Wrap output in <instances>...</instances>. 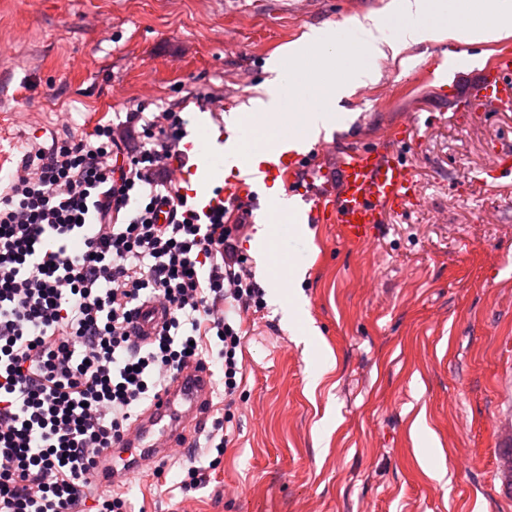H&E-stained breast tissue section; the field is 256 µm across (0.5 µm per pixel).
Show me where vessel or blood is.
<instances>
[{
  "label": "vessel or blood",
  "instance_id": "b4317fda",
  "mask_svg": "<svg viewBox=\"0 0 512 512\" xmlns=\"http://www.w3.org/2000/svg\"><path fill=\"white\" fill-rule=\"evenodd\" d=\"M508 76H512V55H503L472 89L467 106L477 111L489 100L499 99L500 86ZM407 132L403 126L379 142L339 147L333 160L334 174L311 193L306 186L313 184L317 166L303 164L302 153L295 150L279 151L277 161L262 164L258 170L214 190L211 184L223 173L229 159L206 151L204 142L193 134L183 145L179 180L201 212L241 202L261 220L269 219L271 210L259 196L260 184L282 181L296 187L304 202L303 209L292 217L294 223L333 224L346 241L362 245L374 237L389 213L404 208L414 198L415 173L399 152ZM165 316L164 308L155 303L140 308L137 327L142 340L154 335ZM211 391L208 367L193 364L181 371L133 424L127 445L135 449V456L119 467L110 455L101 456L99 484L117 485L144 465L165 459L172 449L184 447L189 428L199 427L207 414Z\"/></svg>",
  "mask_w": 512,
  "mask_h": 512
}]
</instances>
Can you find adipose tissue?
<instances>
[{
	"label": "adipose tissue",
	"instance_id": "adipose-tissue-1",
	"mask_svg": "<svg viewBox=\"0 0 512 512\" xmlns=\"http://www.w3.org/2000/svg\"><path fill=\"white\" fill-rule=\"evenodd\" d=\"M436 3L437 0H397L396 11L409 20L408 26L402 30V40L398 43L386 38L377 18L366 16L353 19L352 25L360 34V47L365 61L357 65L347 77L338 76L336 54L328 50L325 33L317 29L306 34L305 44L315 51L319 64L320 97L336 102L353 94L357 86L375 82L377 73L368 66V59L397 54L403 44H418L427 40L442 41L448 38V30L429 29L414 22L415 17L425 14ZM479 8L485 16L484 23L460 30L461 38L471 43L490 42L512 35V0H481ZM266 69L271 74L270 79L260 85L257 96L243 106L242 112L253 122H261L274 128L291 120L290 115L283 111L282 100L278 94V86L285 81L286 74L281 68L280 58L277 57L268 60Z\"/></svg>",
	"mask_w": 512,
	"mask_h": 512
}]
</instances>
